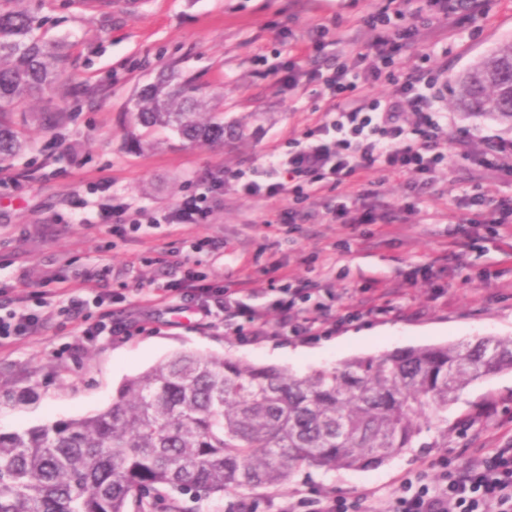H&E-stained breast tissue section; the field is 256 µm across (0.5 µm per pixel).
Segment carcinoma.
<instances>
[{
    "label": "carcinoma",
    "mask_w": 512,
    "mask_h": 512,
    "mask_svg": "<svg viewBox=\"0 0 512 512\" xmlns=\"http://www.w3.org/2000/svg\"><path fill=\"white\" fill-rule=\"evenodd\" d=\"M24 0H0V167L29 147L31 112L54 98L66 43L47 37ZM127 137L156 147L242 141L247 124L194 84L162 73L131 99ZM452 105L512 120V41L454 78ZM512 369V337H487L354 358L307 376L191 352L124 381L98 413L0 431V512H184L179 496L204 490L284 488L309 468L366 470L446 425L468 386Z\"/></svg>",
    "instance_id": "obj_1"
}]
</instances>
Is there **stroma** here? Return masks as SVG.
<instances>
[{
	"label": "stroma",
	"mask_w": 512,
	"mask_h": 512,
	"mask_svg": "<svg viewBox=\"0 0 512 512\" xmlns=\"http://www.w3.org/2000/svg\"><path fill=\"white\" fill-rule=\"evenodd\" d=\"M32 6L49 36L67 39L63 83L78 92L64 101L65 124H29L31 150L0 180V289L43 317L37 334L0 343V394L28 396L0 411V430L103 410L125 378L178 351L302 375L353 357L512 336V235L461 223L477 211L473 198H512V179L481 166L488 139L512 141V121L494 115L449 109V165L419 196L408 178L386 179L377 213L398 210L404 221L371 225L366 238L352 225L314 219L271 229L283 201L253 203L230 186L208 223L145 225L137 233L114 225L116 206L167 211L195 193L202 176L261 166L273 142L321 116L328 103L315 86L289 96L283 68L289 52L318 23L338 39L368 40L362 19L379 0H32ZM509 39L512 0H485L454 35L417 24L412 51L434 53L451 78ZM260 51L267 64L254 63ZM276 63L279 73L270 74ZM170 71L191 77L227 119H246V140L190 146L174 137L154 149H131L129 100ZM211 238L223 240V252L196 249ZM100 264L111 268L99 284L108 300L74 318L58 315L57 275L76 286ZM177 270L205 273L226 287L244 284L258 303L275 299L282 277L314 283L308 308L316 332L256 341L220 316L200 327L196 310L148 298ZM114 314L137 320L140 331L72 349L80 329ZM511 446L512 371H504L466 389L448 408L447 428L423 431L416 448L378 468L304 470L280 490L191 494L183 504L187 512H234L244 500L253 512H286L303 500L336 497L353 512H386L403 482L434 488L443 473Z\"/></svg>",
	"instance_id": "1"
}]
</instances>
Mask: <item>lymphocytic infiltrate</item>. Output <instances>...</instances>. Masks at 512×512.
I'll return each instance as SVG.
<instances>
[{
  "mask_svg": "<svg viewBox=\"0 0 512 512\" xmlns=\"http://www.w3.org/2000/svg\"><path fill=\"white\" fill-rule=\"evenodd\" d=\"M482 7L483 0H381L363 20L374 34L372 41L362 50H345L329 59L324 56L329 29L319 25L288 60V93L296 96L307 85L320 84L329 102L323 116L301 137L272 145L263 167L203 180L200 192L151 216V223H207L212 199L228 183L250 199H282L284 224L313 217L326 193L353 185L358 189L354 206L338 212L336 219L357 228L372 223L377 196L372 174L411 176L416 191L449 161L448 113L440 104L447 80L441 68L412 64L408 48L413 22L453 29ZM382 80L391 84V94L369 96L368 87ZM241 295V289L217 286L190 272L173 279L156 299L194 304L205 318H243L252 324L254 336L265 335L266 307L245 303ZM310 297L305 282L280 289L276 307L281 330L313 331L316 320L301 307ZM40 322L27 307L8 298L0 301V341L30 335ZM442 480L437 493L405 482L389 512H512V448L500 449L466 471L444 473Z\"/></svg>",
  "mask_w": 512,
  "mask_h": 512,
  "instance_id": "lymphocytic-infiltrate-1",
  "label": "lymphocytic infiltrate"
}]
</instances>
